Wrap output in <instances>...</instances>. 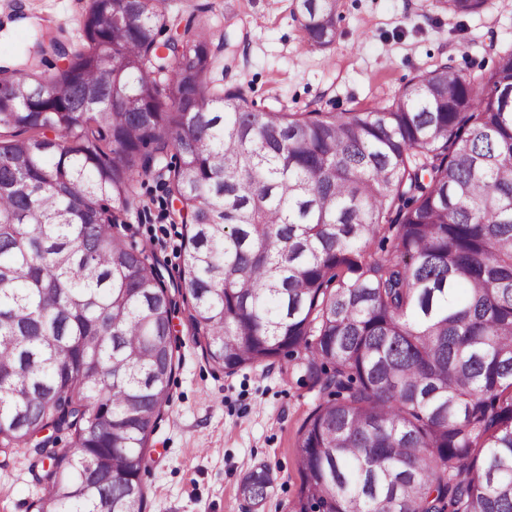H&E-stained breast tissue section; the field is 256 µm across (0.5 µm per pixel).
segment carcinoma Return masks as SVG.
I'll return each mask as SVG.
<instances>
[{
  "label": "carcinoma",
  "mask_w": 512,
  "mask_h": 512,
  "mask_svg": "<svg viewBox=\"0 0 512 512\" xmlns=\"http://www.w3.org/2000/svg\"><path fill=\"white\" fill-rule=\"evenodd\" d=\"M295 2L329 47L341 0ZM229 44L90 0L64 67L0 78V448L40 457L29 509L146 512L178 295L225 370L285 357L318 389L291 512H512V50L371 112H263L216 83ZM150 174L183 229L170 287L120 221Z\"/></svg>",
  "instance_id": "carcinoma-1"
}]
</instances>
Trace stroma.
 <instances>
[{
	"mask_svg": "<svg viewBox=\"0 0 512 512\" xmlns=\"http://www.w3.org/2000/svg\"><path fill=\"white\" fill-rule=\"evenodd\" d=\"M202 4L210 33L223 32L226 15L237 23L225 87L272 112L371 110L438 63L475 77L512 49V0H488L486 10L464 17L441 11L435 0H341L336 40L326 49L304 38L294 0L180 2L186 9ZM86 6L87 0H0V66L25 63L54 73L60 57L30 50L43 35L79 45ZM169 208L148 175L137 181L123 221L128 242L172 283L181 271L182 229L171 223ZM173 334L182 363L142 477L146 512H289L301 484L297 431L316 404L314 391L299 372L277 363L225 372L195 342L185 311L177 312ZM36 462L28 447L0 459V512H29L42 492L31 473ZM263 466L270 483L255 506L240 485Z\"/></svg>",
	"mask_w": 512,
	"mask_h": 512,
	"instance_id": "35a3bbf8",
	"label": "stroma"
}]
</instances>
